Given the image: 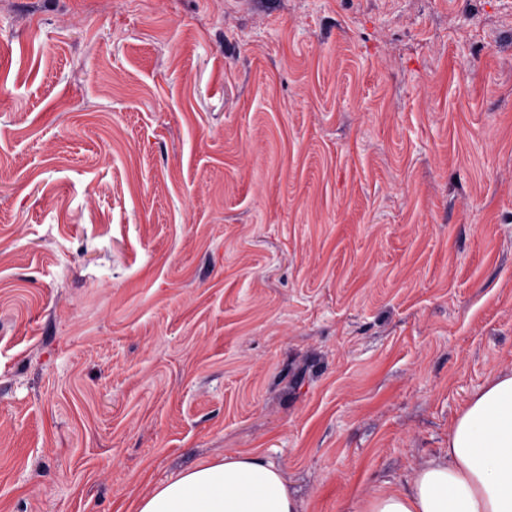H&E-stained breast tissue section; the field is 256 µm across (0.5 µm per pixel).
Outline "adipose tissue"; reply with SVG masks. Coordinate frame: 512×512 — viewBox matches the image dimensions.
<instances>
[{"label": "adipose tissue", "mask_w": 512, "mask_h": 512, "mask_svg": "<svg viewBox=\"0 0 512 512\" xmlns=\"http://www.w3.org/2000/svg\"><path fill=\"white\" fill-rule=\"evenodd\" d=\"M134 512H296L280 469L252 454L206 461L139 498ZM363 512H512V371L492 376L457 418L448 450Z\"/></svg>", "instance_id": "obj_1"}]
</instances>
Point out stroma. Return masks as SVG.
Returning a JSON list of instances; mask_svg holds the SVG:
<instances>
[{"label": "stroma", "instance_id": "1", "mask_svg": "<svg viewBox=\"0 0 512 512\" xmlns=\"http://www.w3.org/2000/svg\"><path fill=\"white\" fill-rule=\"evenodd\" d=\"M509 370L512 0H0V512H361ZM133 512H296L280 469L252 454L224 456L139 498Z\"/></svg>", "mask_w": 512, "mask_h": 512}]
</instances>
